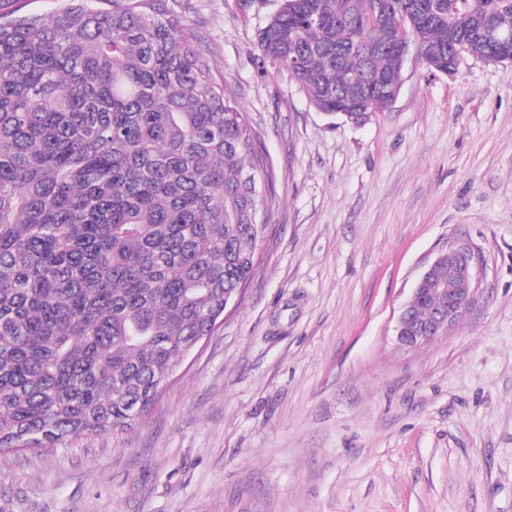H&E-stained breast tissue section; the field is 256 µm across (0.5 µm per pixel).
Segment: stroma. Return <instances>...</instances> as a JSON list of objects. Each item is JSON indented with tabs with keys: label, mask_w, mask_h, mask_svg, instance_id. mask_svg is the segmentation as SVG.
<instances>
[{
	"label": "stroma",
	"mask_w": 512,
	"mask_h": 512,
	"mask_svg": "<svg viewBox=\"0 0 512 512\" xmlns=\"http://www.w3.org/2000/svg\"><path fill=\"white\" fill-rule=\"evenodd\" d=\"M281 0H163L260 134L273 221L242 298L133 427L0 453V512H512V61L408 60L362 124L262 66ZM479 257L417 349L402 305ZM453 257L446 269L444 258ZM479 267L478 256L466 245L440 253L424 270L412 289L409 300L401 307L395 326L399 346L420 348L448 332L463 319L474 297V281ZM429 293L438 302V309L425 321L414 315L418 298Z\"/></svg>",
	"instance_id": "1"
}]
</instances>
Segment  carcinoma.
Instances as JSON below:
<instances>
[{
  "instance_id": "1",
  "label": "carcinoma",
  "mask_w": 512,
  "mask_h": 512,
  "mask_svg": "<svg viewBox=\"0 0 512 512\" xmlns=\"http://www.w3.org/2000/svg\"><path fill=\"white\" fill-rule=\"evenodd\" d=\"M512 0H283L262 61L328 115L430 70L512 61ZM258 135L161 0L0 21V452L131 426L251 278L273 213Z\"/></svg>"
}]
</instances>
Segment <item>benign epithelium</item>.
Segmentation results:
<instances>
[{"label": "benign epithelium", "mask_w": 512, "mask_h": 512, "mask_svg": "<svg viewBox=\"0 0 512 512\" xmlns=\"http://www.w3.org/2000/svg\"><path fill=\"white\" fill-rule=\"evenodd\" d=\"M447 256L453 257V263L448 266L444 265ZM478 267V256L466 245L439 254L424 270L409 300L401 307L395 326L398 345L419 348L446 334L451 326L462 320L473 301ZM425 292L437 300L438 309L421 322L413 312L418 298Z\"/></svg>", "instance_id": "benign-epithelium-1"}]
</instances>
